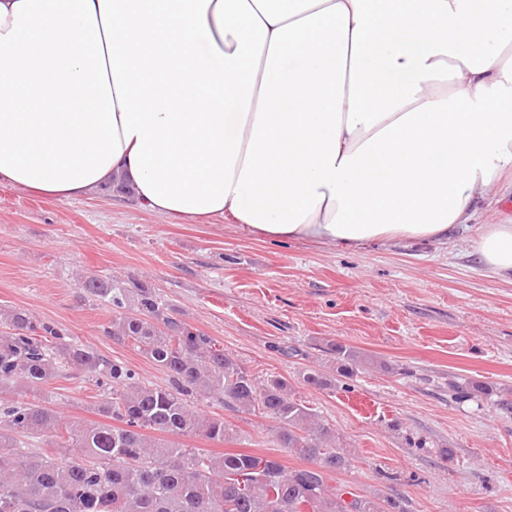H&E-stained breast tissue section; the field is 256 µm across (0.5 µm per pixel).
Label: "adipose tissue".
<instances>
[{
  "label": "adipose tissue",
  "instance_id": "1",
  "mask_svg": "<svg viewBox=\"0 0 512 512\" xmlns=\"http://www.w3.org/2000/svg\"><path fill=\"white\" fill-rule=\"evenodd\" d=\"M440 242L512 182V0H0V184ZM473 249L512 283V224Z\"/></svg>",
  "mask_w": 512,
  "mask_h": 512
}]
</instances>
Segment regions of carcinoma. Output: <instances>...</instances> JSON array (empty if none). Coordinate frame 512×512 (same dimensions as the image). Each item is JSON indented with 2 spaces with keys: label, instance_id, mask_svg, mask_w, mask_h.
Masks as SVG:
<instances>
[{
  "label": "carcinoma",
  "instance_id": "cac0c4a2",
  "mask_svg": "<svg viewBox=\"0 0 512 512\" xmlns=\"http://www.w3.org/2000/svg\"><path fill=\"white\" fill-rule=\"evenodd\" d=\"M79 288L112 309V338L129 342L163 370L162 385L144 382L121 361L65 339L63 329L26 310L0 313V512H408L396 490L359 495L330 485L351 468L335 429L298 399L281 376L261 379L213 337L172 317L143 287L88 277ZM332 373L308 369L303 381L334 390L378 365L346 344L331 345ZM74 369L109 395L99 422L66 421L40 398L41 385ZM23 383L32 400L3 396ZM456 399L487 395L476 381L450 382ZM216 398L236 411L275 422L277 447L307 462L247 453L215 456L187 441L235 443L240 431L196 409ZM42 439L36 452L25 440Z\"/></svg>",
  "mask_w": 512,
  "mask_h": 512
}]
</instances>
